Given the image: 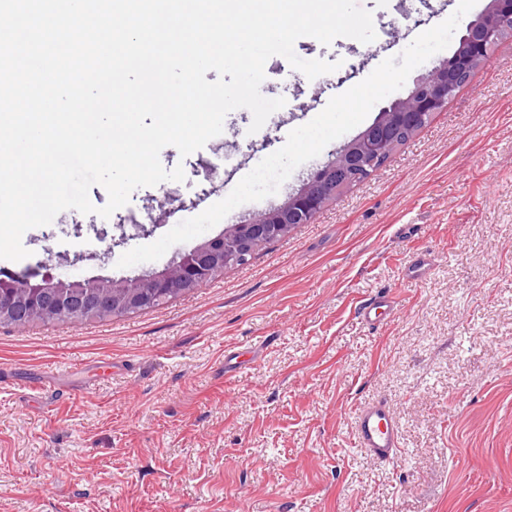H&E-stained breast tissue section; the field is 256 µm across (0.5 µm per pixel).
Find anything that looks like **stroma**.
Instances as JSON below:
<instances>
[{
	"mask_svg": "<svg viewBox=\"0 0 512 512\" xmlns=\"http://www.w3.org/2000/svg\"><path fill=\"white\" fill-rule=\"evenodd\" d=\"M458 2L357 0L375 40L299 38V58L338 65L315 82L271 57L260 91L286 104L260 130L239 108L189 156L164 147L184 181L136 189L109 218L93 186L95 213L29 229V257L0 273L163 270L192 242L117 262L224 199ZM326 159L224 224L282 203ZM101 230L125 245L106 252ZM419 253L430 269L412 280ZM381 293L395 306L372 326L359 308ZM376 401L399 421L386 462L353 431ZM0 512H512V41L371 178L222 278L131 316L0 327Z\"/></svg>",
	"mask_w": 512,
	"mask_h": 512,
	"instance_id": "obj_1",
	"label": "stroma"
}]
</instances>
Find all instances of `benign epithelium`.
Listing matches in <instances>:
<instances>
[{
    "instance_id": "1",
    "label": "benign epithelium",
    "mask_w": 512,
    "mask_h": 512,
    "mask_svg": "<svg viewBox=\"0 0 512 512\" xmlns=\"http://www.w3.org/2000/svg\"><path fill=\"white\" fill-rule=\"evenodd\" d=\"M508 39L512 0H488L485 10L466 25L451 56L418 78L406 96L383 108L365 130L332 151L280 205L227 225L223 234L181 254L162 272L121 279L44 276L34 284L28 276L1 279L0 324H77L93 312L122 317L162 308L174 297L224 276L225 270L247 263L268 242L287 236L299 224L312 223L341 193L370 178L394 150L447 107L471 74Z\"/></svg>"
}]
</instances>
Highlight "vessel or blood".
I'll return each instance as SVG.
<instances>
[{"label": "vessel or blood", "instance_id": "obj_1", "mask_svg": "<svg viewBox=\"0 0 512 512\" xmlns=\"http://www.w3.org/2000/svg\"><path fill=\"white\" fill-rule=\"evenodd\" d=\"M355 436L374 460L387 461L398 448L397 423L391 406L373 403L360 407L354 417Z\"/></svg>", "mask_w": 512, "mask_h": 512}]
</instances>
